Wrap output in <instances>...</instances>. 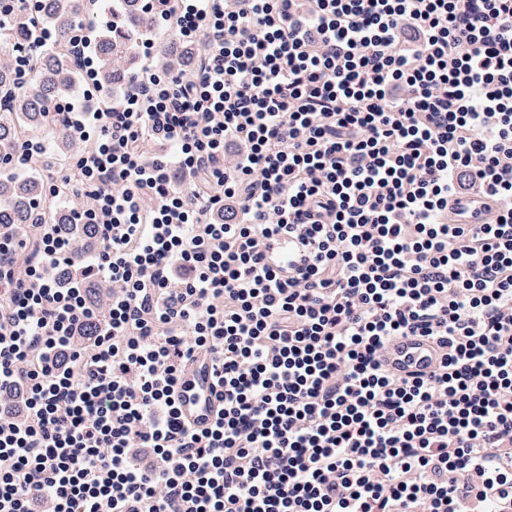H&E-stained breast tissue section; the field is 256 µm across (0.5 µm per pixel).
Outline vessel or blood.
<instances>
[{
	"mask_svg": "<svg viewBox=\"0 0 512 512\" xmlns=\"http://www.w3.org/2000/svg\"><path fill=\"white\" fill-rule=\"evenodd\" d=\"M384 359L390 369L403 372H426L435 364V355L429 345L413 337L392 341L385 350ZM217 393L209 363H195L176 388L181 415L197 428L209 427L218 406Z\"/></svg>",
	"mask_w": 512,
	"mask_h": 512,
	"instance_id": "b4317fda",
	"label": "vessel or blood"
}]
</instances>
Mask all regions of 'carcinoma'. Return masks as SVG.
Returning <instances> with one entry per match:
<instances>
[{"label":"carcinoma","mask_w":512,"mask_h":512,"mask_svg":"<svg viewBox=\"0 0 512 512\" xmlns=\"http://www.w3.org/2000/svg\"><path fill=\"white\" fill-rule=\"evenodd\" d=\"M40 0L31 12L17 0H0L4 23L0 24V46L6 50L26 49L41 29L52 28L56 41L33 60L32 83L21 88L13 66L0 62V163L14 155L34 133L44 136L49 152L66 154L71 135L54 112L56 102L68 96L82 71L69 50V40L80 25H92L95 79L112 92L130 85L137 68L136 50L147 38H157L155 17L143 9V0ZM204 44L187 45L171 39L158 58L165 69L185 70ZM68 203L59 200L45 205L43 184L32 171L17 172L4 167L0 173V226L3 224H59L69 238L83 246L94 239L90 224L68 223Z\"/></svg>","instance_id":"cac0c4a2"}]
</instances>
